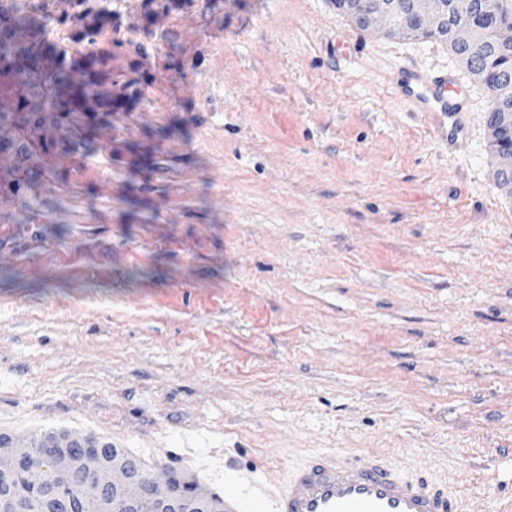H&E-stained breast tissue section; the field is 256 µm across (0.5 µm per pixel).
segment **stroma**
<instances>
[{"mask_svg":"<svg viewBox=\"0 0 512 512\" xmlns=\"http://www.w3.org/2000/svg\"><path fill=\"white\" fill-rule=\"evenodd\" d=\"M111 112L0 152V434L94 436L223 496L377 450L512 505V194L445 40L335 0H114ZM446 73L448 144L396 80Z\"/></svg>","mask_w":512,"mask_h":512,"instance_id":"obj_1","label":"stroma"}]
</instances>
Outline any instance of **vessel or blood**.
<instances>
[{"label": "vessel or blood", "mask_w": 512, "mask_h": 512, "mask_svg": "<svg viewBox=\"0 0 512 512\" xmlns=\"http://www.w3.org/2000/svg\"><path fill=\"white\" fill-rule=\"evenodd\" d=\"M401 92L417 111L432 113L437 129L456 139L465 129L462 93L448 75L411 73ZM224 512H462L444 486L400 473L381 455L331 452L311 456L285 484H258L242 494L224 487Z\"/></svg>", "instance_id": "obj_1"}]
</instances>
